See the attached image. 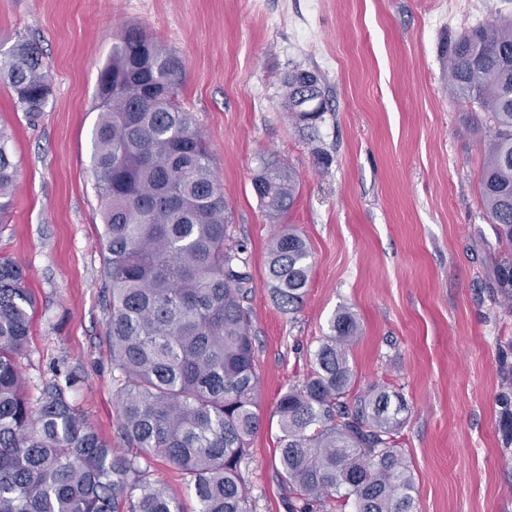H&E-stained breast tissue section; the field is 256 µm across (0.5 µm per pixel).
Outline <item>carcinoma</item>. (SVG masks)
<instances>
[{
	"label": "carcinoma",
	"instance_id": "1",
	"mask_svg": "<svg viewBox=\"0 0 512 512\" xmlns=\"http://www.w3.org/2000/svg\"><path fill=\"white\" fill-rule=\"evenodd\" d=\"M448 89L487 112L493 143L481 194L501 243L512 250V19L463 31L452 47ZM182 61L139 28L123 31L100 72L92 163L105 233L106 339L118 385L121 432L114 448L69 401L71 378L44 383L37 406L25 394V354L35 300L25 269L0 256V512H182L147 482L151 457L188 478L199 512H253L242 465L261 425L259 375L245 302L251 276L244 245L228 234L229 212L210 154L177 103ZM25 114L38 117L52 93L37 49L19 39L0 56V78ZM296 124L313 128L328 110L321 75L283 81ZM0 130V223L17 180ZM268 216L299 193L280 160L253 178ZM306 240L288 229L268 248L279 307L299 308L312 264ZM512 297V259L497 267ZM303 381L281 393V480L288 512H411L417 493L398 447L405 406L398 393L354 386L347 352L358 336L348 311L330 320ZM501 427L512 441V392L500 394Z\"/></svg>",
	"mask_w": 512,
	"mask_h": 512
}]
</instances>
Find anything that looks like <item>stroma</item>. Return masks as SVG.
Wrapping results in <instances>:
<instances>
[{"instance_id":"obj_1","label":"stroma","mask_w":512,"mask_h":512,"mask_svg":"<svg viewBox=\"0 0 512 512\" xmlns=\"http://www.w3.org/2000/svg\"><path fill=\"white\" fill-rule=\"evenodd\" d=\"M0 0V49H39L52 96L36 119L0 82V130L18 185L0 256L24 264L36 299L21 359L30 402L54 375L72 404L123 447L106 340L104 226L91 161L99 73L121 31L139 27L184 63L181 106L203 136L247 248L261 427L244 472L255 512H287L274 414L300 383L341 309L360 334L349 351L355 393L374 385L408 404L400 446L417 487L414 512H512V447L500 430L512 308L498 296L502 251L480 193L490 148L485 112L448 92L462 31L512 16V0ZM311 32L298 41V28ZM319 72L329 110L317 128L289 120L282 85ZM296 172L294 207L272 220L252 178L264 157ZM311 250L297 311L266 276L269 242L286 228ZM159 483L197 512L184 476L153 458Z\"/></svg>"}]
</instances>
